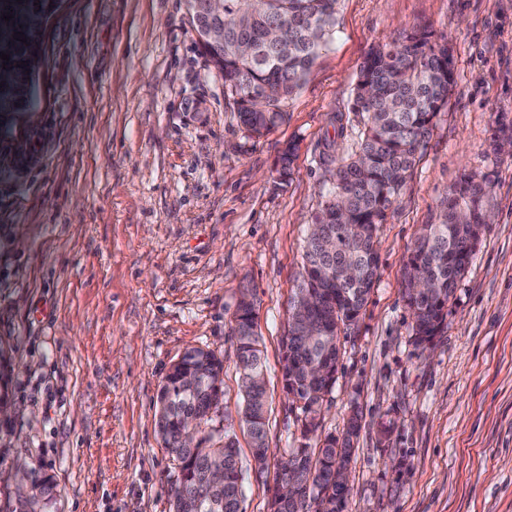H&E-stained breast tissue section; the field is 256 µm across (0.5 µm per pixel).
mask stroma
Returning a JSON list of instances; mask_svg holds the SVG:
<instances>
[{"mask_svg": "<svg viewBox=\"0 0 512 512\" xmlns=\"http://www.w3.org/2000/svg\"><path fill=\"white\" fill-rule=\"evenodd\" d=\"M421 27L447 39L457 85L378 232L377 279L340 337L321 431L340 434L358 404L346 512H512V156L500 150L512 141V0H339L332 42L260 138L233 112L186 0H61L33 106L0 130V394L11 407L0 512L18 505L20 459L50 477L51 512H171L178 465L157 433V397L193 347L224 358L242 512H269L277 465L301 438L283 339L308 226L331 189L325 143L352 152L348 107L368 53ZM467 175L482 181L490 220L447 327L418 349L404 264ZM245 293L266 378L262 470L235 416Z\"/></svg>", "mask_w": 512, "mask_h": 512, "instance_id": "stroma-1", "label": "stroma"}]
</instances>
